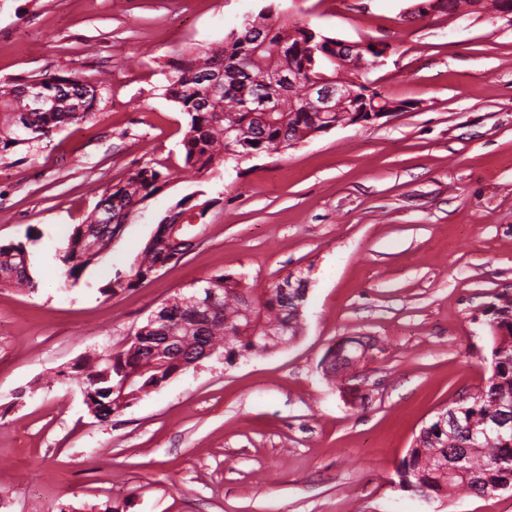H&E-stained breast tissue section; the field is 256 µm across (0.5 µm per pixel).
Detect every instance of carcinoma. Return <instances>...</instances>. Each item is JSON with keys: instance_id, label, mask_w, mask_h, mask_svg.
<instances>
[{"instance_id": "1", "label": "carcinoma", "mask_w": 512, "mask_h": 512, "mask_svg": "<svg viewBox=\"0 0 512 512\" xmlns=\"http://www.w3.org/2000/svg\"><path fill=\"white\" fill-rule=\"evenodd\" d=\"M492 10L512 15V0H444L442 14H474ZM263 30L255 36L230 32L215 46L197 50L191 59L176 50L166 93L189 117L182 140L185 167L199 176L219 180L228 160L253 155L279 154L305 141L309 135L334 125H364L372 122V111L395 106L376 90L355 84L353 96L340 112H310L304 107L307 84L321 75L334 76L336 38L319 32L304 21L280 13H268ZM280 80L272 81V73ZM297 83H288V78ZM221 90L211 94L212 82ZM43 93L55 99L44 111L30 106L29 85L0 86V160L22 146L50 139L65 126L79 125L92 114L97 89L76 78L51 75L41 79ZM274 97L278 109L265 112L261 100ZM170 175L144 166L106 188L93 213L73 227L59 260L66 277L77 284L86 270L104 263L112 252L117 229L135 219L139 205L159 192ZM216 199L192 203L184 198L161 218L156 232L138 254L130 269L115 272L99 288L103 295L134 288L173 260L187 254L192 239L204 238L210 225L193 223L205 217ZM183 219L177 230L173 225ZM296 291L284 296L279 283L257 288L236 274H213L201 280L196 290L217 296L212 320L205 309L185 303L178 293L162 303L161 310L175 319V335L181 346L157 352L155 326L147 321L134 336L136 341L119 352H105L95 361L77 362L65 379H77L93 401L100 418L118 415L150 395L173 376L203 358L204 347L232 364L239 359L262 356L285 346L300 335L306 291L304 278L297 276ZM0 288L34 292L37 281L30 273L29 252L19 241L0 244ZM486 313L491 343L490 376L480 391L463 402H448L445 411L455 427L441 428L437 417L425 424L412 448L400 461L398 482L405 490L432 501L450 495H492L512 486V433L487 434L490 423L506 408H512V294L499 293ZM346 368L359 377L358 363L366 343L359 336L341 341ZM463 448L467 469L448 471V456Z\"/></svg>"}]
</instances>
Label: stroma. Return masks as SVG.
I'll use <instances>...</instances> for the list:
<instances>
[{"label":"stroma","instance_id":"obj_1","mask_svg":"<svg viewBox=\"0 0 512 512\" xmlns=\"http://www.w3.org/2000/svg\"><path fill=\"white\" fill-rule=\"evenodd\" d=\"M416 2L301 0V20L331 36L388 45L367 77L413 107L228 164L216 182L184 167L173 51L291 0H0V82L68 76L98 94L89 121L0 160V243L25 242L39 283L0 289V512H512V489L427 502L396 485L436 410L484 387V311L512 292V26L489 12L414 19ZM147 164L168 185L108 261L65 286L74 225ZM199 190L216 200L207 239L103 297ZM222 272L261 287L306 278L302 335L230 365L203 359L106 421L76 381L56 382ZM345 336L367 342L363 376L333 383L321 359Z\"/></svg>","mask_w":512,"mask_h":512}]
</instances>
